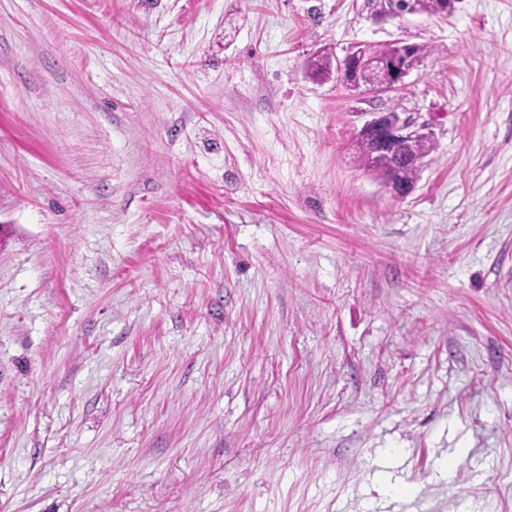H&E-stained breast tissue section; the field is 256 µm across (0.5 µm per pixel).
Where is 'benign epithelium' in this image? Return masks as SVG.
<instances>
[{"label": "benign epithelium", "mask_w": 512, "mask_h": 512, "mask_svg": "<svg viewBox=\"0 0 512 512\" xmlns=\"http://www.w3.org/2000/svg\"><path fill=\"white\" fill-rule=\"evenodd\" d=\"M421 59L413 53V44L404 40L394 43L392 54L387 59L369 55L365 48L357 46L343 60V76L347 85L354 89H365L373 94L399 90L405 86V78L417 69ZM381 69L391 72L392 83L383 84L375 79ZM377 142L379 149L391 152L400 166L420 169L425 157L413 151L414 144L421 139L433 138L427 125L417 124L408 112H397L389 117L386 112H373L359 131Z\"/></svg>", "instance_id": "obj_1"}]
</instances>
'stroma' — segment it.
<instances>
[{"label": "stroma", "instance_id": "1", "mask_svg": "<svg viewBox=\"0 0 512 512\" xmlns=\"http://www.w3.org/2000/svg\"><path fill=\"white\" fill-rule=\"evenodd\" d=\"M0 512H512V0H0ZM421 59L413 53V43L399 40L394 43L392 54L387 59L368 55L365 48L356 46L343 60V77L347 85L354 89L365 88L373 94L399 90L405 86V78L417 69ZM380 69H388L392 83L382 84L375 79ZM371 118L368 119L359 131V134L372 137L377 142L380 150L391 152L400 166H408L421 169L425 163V157L433 149V133L427 130L426 124H417V120L410 112H396L391 119L387 112L368 113ZM421 139L416 150L413 151L414 144ZM391 155L384 154L378 158L379 165L384 167L378 173L386 181L393 174L391 168L396 162Z\"/></svg>", "mask_w": 512, "mask_h": 512}]
</instances>
